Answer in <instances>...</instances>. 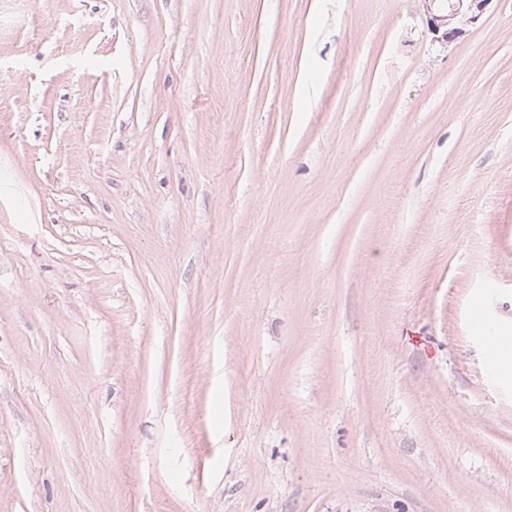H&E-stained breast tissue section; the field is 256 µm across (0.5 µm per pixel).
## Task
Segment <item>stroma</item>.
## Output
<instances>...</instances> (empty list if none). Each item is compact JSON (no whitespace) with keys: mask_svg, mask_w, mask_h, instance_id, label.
I'll list each match as a JSON object with an SVG mask.
<instances>
[{"mask_svg":"<svg viewBox=\"0 0 512 512\" xmlns=\"http://www.w3.org/2000/svg\"><path fill=\"white\" fill-rule=\"evenodd\" d=\"M0 512H512V0H0ZM420 0L428 30L434 40L448 42L461 33L460 28L450 27L452 20L462 18L476 24L486 13L493 0Z\"/></svg>","mask_w":512,"mask_h":512,"instance_id":"1","label":"stroma"}]
</instances>
